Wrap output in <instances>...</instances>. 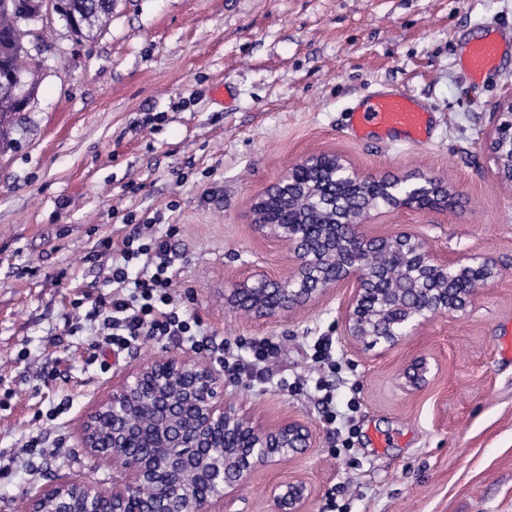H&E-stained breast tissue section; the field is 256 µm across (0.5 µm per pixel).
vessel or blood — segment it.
<instances>
[{
	"label": "vessel or blood",
	"instance_id": "vessel-or-blood-1",
	"mask_svg": "<svg viewBox=\"0 0 512 512\" xmlns=\"http://www.w3.org/2000/svg\"><path fill=\"white\" fill-rule=\"evenodd\" d=\"M502 59L500 42L489 34L470 46L465 63L472 76L479 78L497 70ZM352 121L361 133L394 135L406 142L422 143L426 140L429 114L415 97L392 91L373 96L353 112Z\"/></svg>",
	"mask_w": 512,
	"mask_h": 512
}]
</instances>
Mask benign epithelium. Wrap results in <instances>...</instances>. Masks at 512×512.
Returning <instances> with one entry per match:
<instances>
[{
    "instance_id": "benign-epithelium-1",
    "label": "benign epithelium",
    "mask_w": 512,
    "mask_h": 512,
    "mask_svg": "<svg viewBox=\"0 0 512 512\" xmlns=\"http://www.w3.org/2000/svg\"><path fill=\"white\" fill-rule=\"evenodd\" d=\"M495 175L512 182V93L500 104L488 131ZM342 173L346 183L379 182L362 176L334 154L309 155L260 193L251 205L252 229L280 244L292 255L289 273L273 277L256 266L224 292L225 308L256 320L285 316L298 306L343 285L349 288L344 335L354 344L390 350L416 335L433 318L473 305L481 288L495 276L493 260L464 254L450 260L424 240L407 232L366 237L356 232L378 217L368 209L337 224H317L323 210H336V197L316 188L311 173L321 168ZM448 185L421 176L386 188L387 209L407 208L426 214L448 211ZM394 256L411 261L415 287L395 305L383 288V268L370 269L365 254L384 243ZM427 362L420 359L405 373L406 383H426ZM224 382L203 361L185 354L157 358L126 374L81 422L80 447L95 464L113 467L112 485H94L79 478L35 486L26 495L24 512H73L71 493L99 505L88 512H231L240 492L255 473L286 462L316 447V436L292 416L264 420L242 401L227 402ZM157 452L128 457L126 448ZM158 495L138 502L134 493L144 483ZM270 512H307L313 488L300 475L265 487Z\"/></svg>"
}]
</instances>
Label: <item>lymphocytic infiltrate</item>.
Listing matches in <instances>:
<instances>
[{
    "instance_id": "obj_1",
    "label": "lymphocytic infiltrate",
    "mask_w": 512,
    "mask_h": 512,
    "mask_svg": "<svg viewBox=\"0 0 512 512\" xmlns=\"http://www.w3.org/2000/svg\"><path fill=\"white\" fill-rule=\"evenodd\" d=\"M176 233L173 224L160 236L148 233L146 225H133L106 277L116 287L112 296L88 306L74 300V307L86 310L83 321L98 323L106 345L120 351L144 337L177 336L198 350L211 346L212 337L199 334L196 318L181 308L174 291L178 254L171 240ZM83 321H67L68 335L81 331Z\"/></svg>"
}]
</instances>
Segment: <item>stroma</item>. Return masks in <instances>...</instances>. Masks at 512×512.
Listing matches in <instances>:
<instances>
[{"label": "stroma", "mask_w": 512, "mask_h": 512, "mask_svg": "<svg viewBox=\"0 0 512 512\" xmlns=\"http://www.w3.org/2000/svg\"><path fill=\"white\" fill-rule=\"evenodd\" d=\"M489 29L509 66L477 80L460 59ZM35 30L34 98L0 151V512L36 484L109 482L79 446L82 414L118 375L190 350L144 339L104 371L85 361L93 326L65 333L73 300L106 293L118 257L87 253L133 224L177 225L176 296L217 336L201 360L217 369L223 348L269 340L262 376H224L226 400L318 435L260 469L235 512H268L265 486L294 474L315 489L309 512H512V359L500 353L512 340V186L492 177L486 143L512 91V0H114L94 38L58 18ZM382 88L425 105V143L355 134L353 112ZM318 152L366 177L447 180L458 200L447 214L395 210L363 230L482 254L497 280L386 352L347 345L342 288L273 320L225 310V288L253 267L289 270L286 251L253 232L250 201ZM320 338L335 373L316 360ZM420 357L428 382L405 388ZM32 436L42 449L25 450Z\"/></svg>", "instance_id": "1"}]
</instances>
